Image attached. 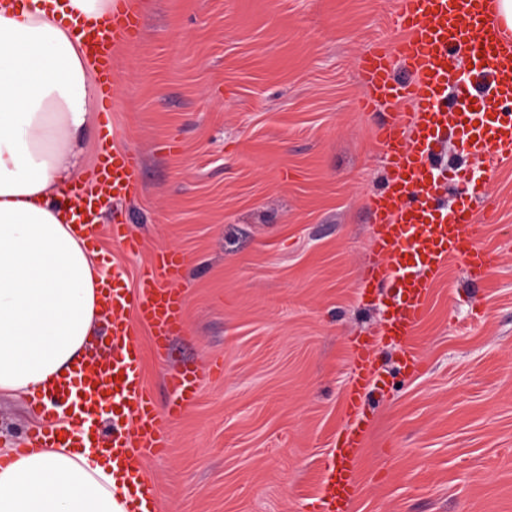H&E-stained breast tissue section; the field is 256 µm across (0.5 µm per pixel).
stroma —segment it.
<instances>
[{
	"label": "stroma",
	"mask_w": 512,
	"mask_h": 512,
	"mask_svg": "<svg viewBox=\"0 0 512 512\" xmlns=\"http://www.w3.org/2000/svg\"><path fill=\"white\" fill-rule=\"evenodd\" d=\"M143 2L103 106L140 167L103 221L139 246H99L131 284L158 252L181 255L184 324L162 360L141 330L142 375L162 410L170 371L202 376L147 472L163 512H315L351 346L384 320L360 294L385 159L358 95L361 59L402 37L396 0ZM474 218L501 262L477 284L442 271L414 375L381 346L352 512H512V160ZM35 421L0 400V446L22 448Z\"/></svg>",
	"instance_id": "stroma-1"
}]
</instances>
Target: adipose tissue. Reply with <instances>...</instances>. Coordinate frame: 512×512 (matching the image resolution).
Wrapping results in <instances>:
<instances>
[{
	"label": "adipose tissue",
	"instance_id": "1",
	"mask_svg": "<svg viewBox=\"0 0 512 512\" xmlns=\"http://www.w3.org/2000/svg\"><path fill=\"white\" fill-rule=\"evenodd\" d=\"M112 0H0V395L51 384L111 333L106 276L65 188L96 123L95 68L73 18ZM103 448H0V512H117Z\"/></svg>",
	"mask_w": 512,
	"mask_h": 512
}]
</instances>
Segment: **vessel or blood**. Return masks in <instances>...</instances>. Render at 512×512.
<instances>
[{
    "instance_id": "1",
    "label": "vessel or blood",
    "mask_w": 512,
    "mask_h": 512,
    "mask_svg": "<svg viewBox=\"0 0 512 512\" xmlns=\"http://www.w3.org/2000/svg\"><path fill=\"white\" fill-rule=\"evenodd\" d=\"M500 0H397V22L406 36L394 53L376 49L361 61L359 101L363 108L389 107L375 137L385 156L384 183L372 196L375 262L361 294L386 301L381 335L401 350V367L412 373L420 358L411 336L424 316L432 281L450 261H459L469 281L483 280L499 262L482 244L483 227L464 203L448 206L439 190L444 169L439 162L449 134L462 135L461 153L477 178L473 198L496 167L512 159V32L499 23ZM139 0H112L111 15L78 19L72 25L91 54L99 92L111 101L121 90L113 66L140 23ZM408 70L394 76L392 58ZM139 182L136 157L120 144L102 149L88 179L73 198L93 205L100 198L120 204ZM176 255L161 257L158 271L140 276L128 287L120 267L112 269V286L102 304L112 316V354L80 366L57 380L52 390L70 397L84 394L75 423L62 432L37 431L31 446L53 448L104 446L112 452L113 493L119 512H161L143 463L166 451V429L199 393L198 377L188 371L171 374L175 399L159 411L144 384L137 325L147 327L158 353H165L183 322V295L162 287L159 275L175 276ZM375 342L353 343L350 385L345 394L347 423L327 455L319 492V512H351L357 496L358 464L369 421L367 403L375 392Z\"/></svg>"
}]
</instances>
